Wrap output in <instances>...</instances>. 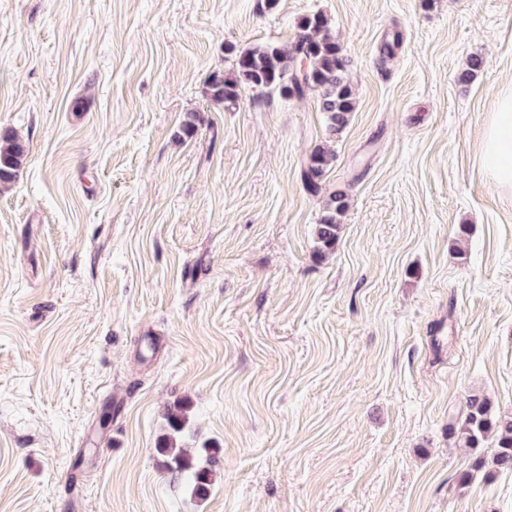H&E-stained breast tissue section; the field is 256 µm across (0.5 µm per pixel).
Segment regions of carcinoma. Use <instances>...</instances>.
I'll return each mask as SVG.
<instances>
[{"label":"carcinoma","mask_w":512,"mask_h":512,"mask_svg":"<svg viewBox=\"0 0 512 512\" xmlns=\"http://www.w3.org/2000/svg\"><path fill=\"white\" fill-rule=\"evenodd\" d=\"M230 53L234 55L231 68L209 76V91L214 101L226 108L233 106L241 88L246 86L275 92L284 99H301L315 91L329 135L341 133L348 125L356 104L348 79L349 60L332 34L327 16L317 13L303 18L299 33L285 47L258 44L241 51L232 48ZM26 159L27 149L22 141L0 134L1 187L16 180ZM333 161L334 154L323 147L314 148L308 155L302 179L309 192L317 194L322 190ZM349 206L350 197L345 189H336L327 196L313 229L317 255L326 256L336 250L342 218ZM166 420L172 435L161 443V448L168 457V470L187 477L196 494L206 495L219 448L203 446L205 464L194 465L190 454L174 438L186 424V407L175 404L167 408ZM448 436L470 453L467 469L458 474L460 486H469L480 476L488 477L493 468L512 470V415L498 412L484 394L476 392L468 396L464 412L448 424Z\"/></svg>","instance_id":"carcinoma-1"}]
</instances>
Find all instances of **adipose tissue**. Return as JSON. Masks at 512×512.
Here are the masks:
<instances>
[{
  "label": "adipose tissue",
  "mask_w": 512,
  "mask_h": 512,
  "mask_svg": "<svg viewBox=\"0 0 512 512\" xmlns=\"http://www.w3.org/2000/svg\"><path fill=\"white\" fill-rule=\"evenodd\" d=\"M480 155L494 182L512 195V87L500 91L494 101Z\"/></svg>",
  "instance_id": "obj_1"
}]
</instances>
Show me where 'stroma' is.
<instances>
[{"instance_id":"1","label":"stroma","mask_w":512,"mask_h":512,"mask_svg":"<svg viewBox=\"0 0 512 512\" xmlns=\"http://www.w3.org/2000/svg\"><path fill=\"white\" fill-rule=\"evenodd\" d=\"M326 15L355 110L208 78ZM392 52H385L386 43ZM482 62L466 75L469 58ZM512 0H0V512H512L448 425L512 413V199L480 145ZM199 121L192 137L181 125ZM350 207L314 253L324 198ZM220 449L207 496L169 472ZM27 149L22 141L0 134V186L14 182L26 164ZM334 154L324 147H316L308 155L302 171V179L306 189L314 194L322 190L326 175L333 165ZM166 420L171 430V435L180 433L186 424V407L182 404H174L167 408ZM168 436L161 443L163 452L168 457L167 468L177 476H185L193 485V490L198 495L205 496L212 484V467L218 461L219 448L204 445L202 455L206 465H194L190 460V454L182 446L178 445L174 436Z\"/></svg>"}]
</instances>
